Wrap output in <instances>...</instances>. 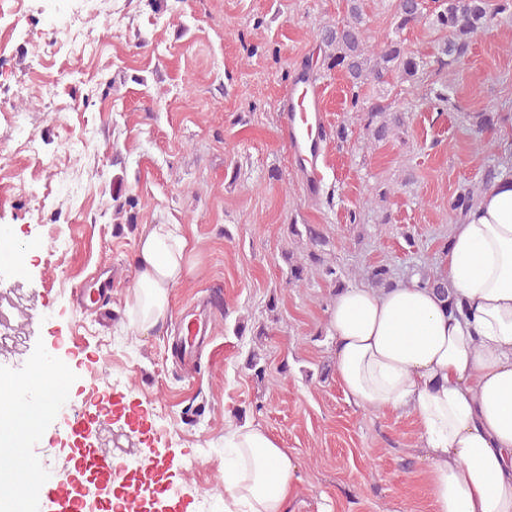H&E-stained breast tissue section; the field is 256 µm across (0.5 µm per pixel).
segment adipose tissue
Returning <instances> with one entry per match:
<instances>
[{
    "mask_svg": "<svg viewBox=\"0 0 512 512\" xmlns=\"http://www.w3.org/2000/svg\"><path fill=\"white\" fill-rule=\"evenodd\" d=\"M194 251L181 225H144L128 301L139 332L164 324L173 288L195 271ZM444 265V297L416 280L337 293L336 382L363 409L415 414L434 512H512V178L455 226ZM224 446V512H287L298 463L278 439L243 427Z\"/></svg>",
    "mask_w": 512,
    "mask_h": 512,
    "instance_id": "obj_1",
    "label": "adipose tissue"
}]
</instances>
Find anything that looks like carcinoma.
I'll return each instance as SVG.
<instances>
[{
	"mask_svg": "<svg viewBox=\"0 0 512 512\" xmlns=\"http://www.w3.org/2000/svg\"><path fill=\"white\" fill-rule=\"evenodd\" d=\"M349 2V17L346 22L322 29L319 41L325 49L327 66L342 68L347 73L352 89V112L359 111L358 89L365 83H384L386 77L393 74L403 81H413L431 65L434 66L435 73L439 74L471 52L475 38L484 29L490 14L512 15V0H436L438 5L429 15L426 14L422 0H398L395 13L396 30L402 32L411 28L428 15L431 25L445 33L444 39L431 61L408 51L397 38L384 42L376 58L372 59L366 55L363 46L359 0ZM426 105L436 112L457 109L452 89L448 83L439 80L432 82ZM362 116L365 126L373 128V137L378 142L395 136L404 126L402 113L392 110L390 104L378 99L362 112ZM501 121L503 116L500 112H475L472 115V126L477 135L483 134ZM448 206L455 215L465 218L475 207L473 190L468 187L461 188L451 198ZM289 230L293 236L306 237L313 246L304 261L290 264L289 282L299 283L305 280L308 271L318 267L327 279L341 284L336 268L325 263L322 255L314 250L322 240L321 231L311 224H305L301 229L291 224Z\"/></svg>",
	"mask_w": 512,
	"mask_h": 512,
	"instance_id": "1",
	"label": "carcinoma"
}]
</instances>
